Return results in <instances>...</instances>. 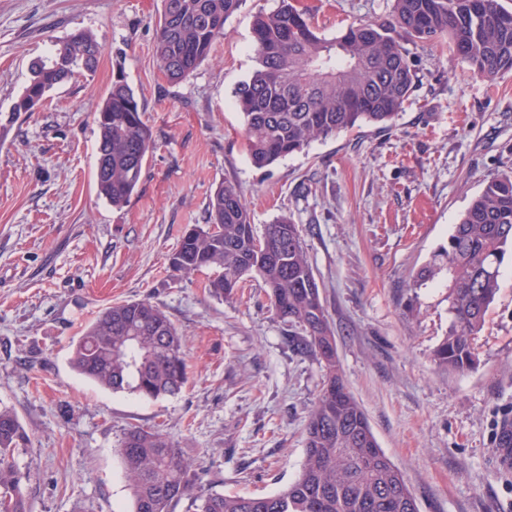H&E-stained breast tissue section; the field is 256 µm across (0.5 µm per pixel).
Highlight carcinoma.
<instances>
[{
  "mask_svg": "<svg viewBox=\"0 0 512 512\" xmlns=\"http://www.w3.org/2000/svg\"><path fill=\"white\" fill-rule=\"evenodd\" d=\"M154 57L171 82L191 76L223 34L241 0H162ZM440 42L488 81L512 71V11L500 0H392L382 21L359 22L327 38L296 0L259 15L253 26L256 66L235 89L251 163L266 168L362 124L390 125L414 88L407 45ZM102 45L76 31L57 42L46 60L32 63L23 94L7 123L42 105L70 79L95 73ZM98 137V195L114 208L126 204L155 148L133 88L121 75L94 112ZM218 225V231L209 226ZM512 247V169L489 179L441 248L439 262L421 277L448 269V334L435 362L465 372L476 364L473 342L499 290V269ZM170 267L187 274L217 269L207 285L232 298L244 277L257 274L278 318L298 328L292 343L325 368L321 393L307 417L298 476L282 490L245 496L196 493V474L163 433L143 427L124 432L117 449L132 492V512H420L403 474L379 447L366 412L347 387L336 342L298 225L280 216L257 234L240 191L221 185L210 197L207 224L184 234ZM73 368L97 385L158 399L175 395L187 373L181 338L169 318L147 300L106 307L76 344ZM29 435L17 415L0 408V497L24 512L15 449Z\"/></svg>",
  "mask_w": 512,
  "mask_h": 512,
  "instance_id": "1",
  "label": "carcinoma"
}]
</instances>
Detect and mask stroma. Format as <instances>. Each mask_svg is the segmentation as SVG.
I'll use <instances>...</instances> for the list:
<instances>
[{
  "label": "stroma",
  "mask_w": 512,
  "mask_h": 512,
  "mask_svg": "<svg viewBox=\"0 0 512 512\" xmlns=\"http://www.w3.org/2000/svg\"><path fill=\"white\" fill-rule=\"evenodd\" d=\"M331 37L388 17L391 0H300ZM278 0H243L208 58L169 82L154 63L162 0H0V113L53 41L83 30L104 47L91 78L55 88L0 136V407L29 434L17 449L27 512H130L116 453L133 426L180 448L203 492L270 494L297 476L324 368L291 346L256 274L231 299L215 271L169 259L205 223L222 183L257 230L298 224L348 388L421 512H512V466L495 454L512 420V255L476 339V366H438L448 274L420 279L484 184L512 160V72L495 81L435 43L410 45L418 81L390 127L362 125L256 168L233 91L255 62L252 24ZM123 72L156 147L121 208L99 197L93 116ZM149 300L182 337L179 394L103 389L71 366L85 328L113 303Z\"/></svg>",
  "instance_id": "1"
}]
</instances>
